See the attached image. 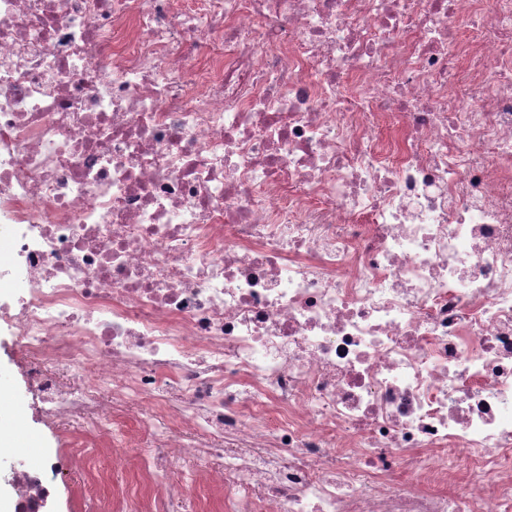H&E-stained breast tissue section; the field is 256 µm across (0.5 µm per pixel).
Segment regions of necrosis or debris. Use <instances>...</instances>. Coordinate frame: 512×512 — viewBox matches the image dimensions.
<instances>
[{"instance_id":"necrosis-or-debris-1","label":"necrosis or debris","mask_w":512,"mask_h":512,"mask_svg":"<svg viewBox=\"0 0 512 512\" xmlns=\"http://www.w3.org/2000/svg\"><path fill=\"white\" fill-rule=\"evenodd\" d=\"M0 227L15 512H512V0H0ZM10 340V336L0 333V405L9 404L14 416L20 413L28 415L29 428L19 438L30 448L29 461L38 464L45 456L55 453L58 444L53 436L45 434L39 414L30 408L32 380L24 361L11 350ZM3 382L5 389L1 391ZM102 465L108 472V479L101 485H96L93 488V495L97 497H110L117 494L121 487L126 486L130 482L134 481L136 471L127 468L124 470L112 471V461L105 459L102 461ZM62 481H59L61 487L59 494L50 497L48 500L49 510L55 512H89L87 506L90 501L84 486L83 475L70 473ZM63 487L74 488V494H67Z\"/></svg>"}]
</instances>
